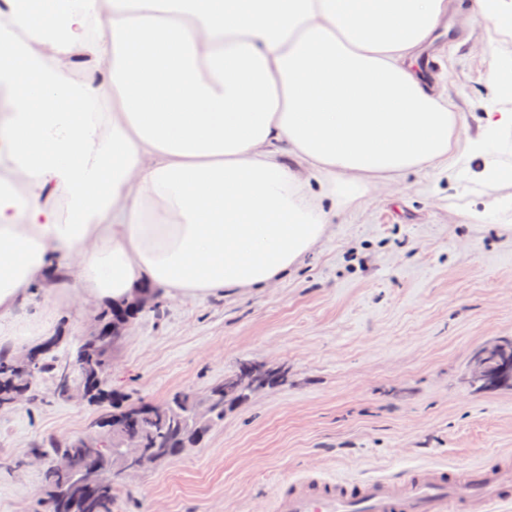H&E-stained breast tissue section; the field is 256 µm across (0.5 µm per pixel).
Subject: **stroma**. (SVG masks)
Instances as JSON below:
<instances>
[{
    "instance_id": "stroma-1",
    "label": "stroma",
    "mask_w": 512,
    "mask_h": 512,
    "mask_svg": "<svg viewBox=\"0 0 512 512\" xmlns=\"http://www.w3.org/2000/svg\"><path fill=\"white\" fill-rule=\"evenodd\" d=\"M467 34L454 55L427 57L474 129L485 112L512 110V88L487 83L492 63L512 58V28L478 20ZM494 197L512 198V175L466 187L412 170L338 213L279 282L197 298L156 290L157 308L112 353L125 403L204 399L243 361L288 380L226 407L195 447L115 476L112 512H266L295 470L350 478L512 458V387L470 382L475 354L512 338V214L465 218ZM32 307L47 308L40 338L59 337L62 357L103 310L51 287ZM39 395L0 412V512H45L48 443L96 433L108 411L54 397L47 378Z\"/></svg>"
}]
</instances>
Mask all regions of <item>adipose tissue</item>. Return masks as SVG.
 I'll return each mask as SVG.
<instances>
[{
    "instance_id": "obj_1",
    "label": "adipose tissue",
    "mask_w": 512,
    "mask_h": 512,
    "mask_svg": "<svg viewBox=\"0 0 512 512\" xmlns=\"http://www.w3.org/2000/svg\"><path fill=\"white\" fill-rule=\"evenodd\" d=\"M16 0L0 26V344L46 283L93 301L192 298L278 281L336 211L411 170L485 182L512 110L469 130L418 56L460 28L454 0ZM96 38H88L90 14ZM82 46L104 80L67 85ZM111 94L98 124L88 104Z\"/></svg>"
}]
</instances>
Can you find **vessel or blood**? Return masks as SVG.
I'll return each instance as SVG.
<instances>
[{
    "mask_svg": "<svg viewBox=\"0 0 512 512\" xmlns=\"http://www.w3.org/2000/svg\"><path fill=\"white\" fill-rule=\"evenodd\" d=\"M512 506V461L449 471L414 466L394 475L283 477L269 512H504Z\"/></svg>",
    "mask_w": 512,
    "mask_h": 512,
    "instance_id": "vessel-or-blood-1",
    "label": "vessel or blood"
}]
</instances>
